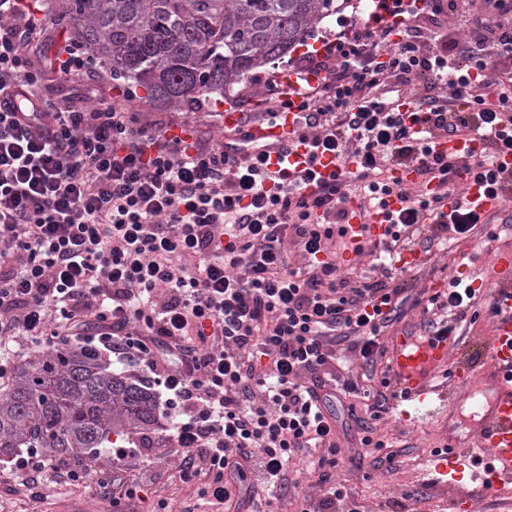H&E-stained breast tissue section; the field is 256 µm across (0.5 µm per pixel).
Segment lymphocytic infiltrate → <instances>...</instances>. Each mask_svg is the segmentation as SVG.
I'll return each mask as SVG.
<instances>
[{"label": "lymphocytic infiltrate", "instance_id": "f902f5d3", "mask_svg": "<svg viewBox=\"0 0 512 512\" xmlns=\"http://www.w3.org/2000/svg\"><path fill=\"white\" fill-rule=\"evenodd\" d=\"M384 25L353 24L297 62L299 88L271 73L263 123L293 113L298 142L340 168L313 194L305 168L266 187L265 158L183 145L169 125H134L117 107L59 106L36 94L45 70L28 57L47 33L0 0V383L35 348L77 342L112 354L133 381L158 389L171 427L152 454L121 443L92 476L82 458L22 450L11 471L34 500L52 487L104 489L108 512H166L161 482L189 488L185 512H274L302 480L299 512L348 503L329 470L339 463L334 407L379 395L337 379L340 353L370 367L398 318L403 268L393 244L432 248L425 222L468 238L484 218L459 196L472 171L492 193L512 187L495 168L512 152V0H389ZM317 83H310V76ZM408 100L425 129L400 110ZM479 132L478 157L434 154L430 134ZM415 167L399 186L390 173ZM399 193L384 237L357 242L346 209L365 214ZM299 262H291L290 252ZM372 257L379 279L353 282L343 252ZM454 279L434 336L453 335L476 298Z\"/></svg>", "mask_w": 512, "mask_h": 512}]
</instances>
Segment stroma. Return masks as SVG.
Listing matches in <instances>:
<instances>
[{"label": "stroma", "instance_id": "obj_1", "mask_svg": "<svg viewBox=\"0 0 512 512\" xmlns=\"http://www.w3.org/2000/svg\"><path fill=\"white\" fill-rule=\"evenodd\" d=\"M364 0H348L343 10L326 18L313 31L304 45L298 46L287 57L285 64L292 65L299 59L320 49L324 40L335 39L349 29L356 20L365 18ZM269 68L252 72L248 79L236 86L229 98L212 96L199 110L186 112L174 107H163L145 97L142 88L113 80L106 68L91 67L86 74L63 76L50 72L48 81L40 88L42 96L56 104L75 102L87 106L102 103L129 109L141 122L172 120L171 134H185L195 142L218 145L224 141V108L231 105L238 112H258L263 108L265 81ZM512 246V198L503 201L499 211L492 214L489 223L477 225L470 238L433 247L422 253L419 265L406 272L405 290L399 297L400 316L385 329V336L400 331H423V309L428 298L437 291L446 290L448 281L455 276L459 264L474 270L485 269L498 250ZM487 297H478L471 314L459 323L458 352L479 356L488 362L487 343L491 337L493 316L487 308ZM455 403L448 409L446 418L420 416L411 421H401L396 408H389L377 421V431L384 442L376 449V456L385 452L396 455L397 468L386 472L371 463L358 468H337L332 481L346 484L361 512H392L401 506L402 512H451L452 499L469 496L477 501L480 512H494L504 493H512V482L503 490L490 491L480 483L463 482L450 487L442 484L425 465L428 455L443 447L449 434L466 432L474 422L471 403L454 393ZM9 465L0 464V512H77L78 507H90L101 512L102 505L91 490L73 491L67 488L50 490L48 499L35 501L7 480Z\"/></svg>", "mask_w": 512, "mask_h": 512}]
</instances>
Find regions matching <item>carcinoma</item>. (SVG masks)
Here are the masks:
<instances>
[{
  "label": "carcinoma",
  "instance_id": "1",
  "mask_svg": "<svg viewBox=\"0 0 512 512\" xmlns=\"http://www.w3.org/2000/svg\"><path fill=\"white\" fill-rule=\"evenodd\" d=\"M346 2L58 0L54 19L113 79L192 111L284 59ZM127 429H161L150 390L66 343L32 351L0 390V462L21 448L92 460Z\"/></svg>",
  "mask_w": 512,
  "mask_h": 512
}]
</instances>
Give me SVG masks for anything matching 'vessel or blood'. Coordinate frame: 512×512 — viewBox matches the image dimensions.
I'll list each match as a JSON object with an SVG mask.
<instances>
[{
  "label": "vessel or blood",
  "mask_w": 512,
  "mask_h": 512,
  "mask_svg": "<svg viewBox=\"0 0 512 512\" xmlns=\"http://www.w3.org/2000/svg\"><path fill=\"white\" fill-rule=\"evenodd\" d=\"M296 124L292 115L279 122L255 125L247 130L244 145L248 152H266L270 156L268 172L276 177L291 174L293 167H313L321 179H331L337 168L329 155L309 159L305 147H298L289 156H281L280 148L294 138ZM434 153L479 156L485 139L479 133L457 138L434 136L429 140ZM458 185L469 200L482 212L500 208L497 197L491 196L476 183L468 171H460ZM493 285L496 309L492 336L487 345L490 363L466 358L454 359L456 341L449 336L393 337L389 344L391 382L398 394L397 406L402 417L446 412L447 394L437 382L440 373L451 371L455 387L473 399L488 391L478 424L464 439H452L447 449L433 454L430 462L436 473L448 483L463 480L481 482L495 487L512 480V248L497 252L484 273Z\"/></svg>",
  "instance_id": "b4317fda"
}]
</instances>
